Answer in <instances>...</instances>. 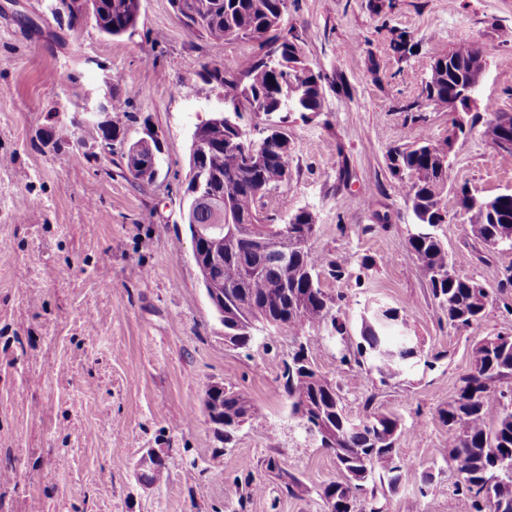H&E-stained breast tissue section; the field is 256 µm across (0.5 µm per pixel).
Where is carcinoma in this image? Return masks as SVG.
Segmentation results:
<instances>
[{
  "instance_id": "cac0c4a2",
  "label": "carcinoma",
  "mask_w": 512,
  "mask_h": 512,
  "mask_svg": "<svg viewBox=\"0 0 512 512\" xmlns=\"http://www.w3.org/2000/svg\"><path fill=\"white\" fill-rule=\"evenodd\" d=\"M184 25L214 44L265 37L262 53L246 70L233 75L219 66H203L201 77L224 86V121L201 131L208 145L199 166L208 179L210 201L195 202L185 188V223L197 237V265L216 267L204 284L207 296L224 299V337L236 347H246L258 336L287 333L295 348L278 366L280 386L290 412L304 435L336 457L343 479L321 488L319 496L328 512H386L374 484L396 491L415 485L420 493L433 476L420 474L399 456L396 442L402 424L398 416L379 412L372 401L362 415L345 411L340 387L323 377L313 365L315 351L323 345L327 329L333 335H350L346 320L336 310V300L320 285L324 272L340 279L344 261L315 252L301 244L314 235V218L302 209L282 223L260 214L258 203L288 180V158L280 144L262 148L259 163L243 159L244 132L239 112L259 109L283 119L288 113L317 114L324 110V86L305 61L300 44L282 33L287 0H170ZM93 21L109 36H121L136 26L140 0H95ZM472 46L462 43L439 54L424 79L429 100L442 109L448 95L465 86ZM129 126L126 102L112 95L105 124H88L80 141L125 143ZM481 136L500 154L512 155L501 142L499 116L485 121ZM412 213L408 245L429 277L431 292L456 330L478 324L490 293L476 287L478 280L456 274L457 257L448 255L437 234L448 210L443 203L448 190V162L442 145L423 136L409 147L388 154V169ZM493 211L475 205L467 186L460 187L458 204L466 210L475 236L496 249H512V194L492 199ZM276 229L288 231V266L265 248ZM356 350L346 351L340 362L358 368L369 364L388 379L407 371L415 360L414 338L400 312L375 301L363 307L355 326ZM217 416L224 423V443L233 442L240 428L261 418L259 409L241 392L224 387ZM448 427V456L460 512H512V334L497 333L475 344L470 370L459 377L454 395L437 410Z\"/></svg>"
}]
</instances>
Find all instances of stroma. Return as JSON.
Instances as JSON below:
<instances>
[{
    "mask_svg": "<svg viewBox=\"0 0 512 512\" xmlns=\"http://www.w3.org/2000/svg\"><path fill=\"white\" fill-rule=\"evenodd\" d=\"M48 2L0 0V512H324L317 492L342 474L330 451L300 435L277 379L294 339L225 342L183 222L194 127L224 105L223 89L198 73L213 63L241 73L258 42L212 44L169 0H141L133 34L119 37L91 21L70 30ZM284 26L326 74V103L288 126V181L259 209L313 213V250L350 262L348 277L321 280L342 296L343 317L376 300L405 313L424 360L401 377L348 369L333 344L315 364L341 385L350 415L368 399L398 414L402 457L434 477L427 495L413 486L389 494L388 512H457L436 410L475 342L512 331V288L499 287L512 249H487L449 207L438 234L460 258L457 273L491 295L479 326L450 328L408 247L412 217L387 154L422 134L449 140V189L512 194V158L480 134L493 113H512V0H388L379 10L370 0H288ZM401 34L414 46L402 56L393 49ZM461 43L487 66L477 108L455 114L427 99L423 78ZM109 87L132 116L128 141L147 125L161 136L153 183L129 175L119 154L89 161L71 143L70 117L94 111ZM458 123L466 131L455 139ZM213 382L236 386L264 415L226 446L203 412ZM151 448L167 478L146 486L135 465ZM272 459L310 494L282 492ZM248 472L266 490L242 510L228 488Z\"/></svg>",
    "mask_w": 512,
    "mask_h": 512,
    "instance_id": "stroma-1",
    "label": "stroma"
}]
</instances>
